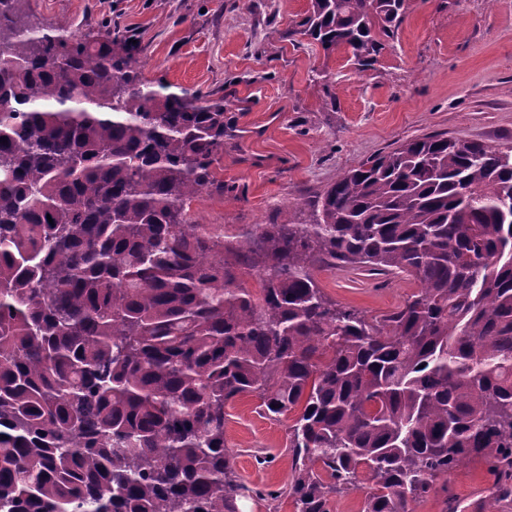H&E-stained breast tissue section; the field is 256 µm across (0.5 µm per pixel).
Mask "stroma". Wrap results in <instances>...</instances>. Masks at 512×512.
I'll use <instances>...</instances> for the list:
<instances>
[{
    "mask_svg": "<svg viewBox=\"0 0 512 512\" xmlns=\"http://www.w3.org/2000/svg\"><path fill=\"white\" fill-rule=\"evenodd\" d=\"M309 0H30L32 22L95 38L106 21L135 33L150 84L223 98L224 197L202 196L196 218L247 230L287 221L292 203L405 140L445 133L512 148V0H409L376 62L324 51L295 35ZM336 302L370 316L394 310L417 288L406 275L316 271ZM245 395L224 409V443L247 488L242 512H295L286 418ZM446 490L410 505L443 512L446 496L487 495L492 476L468 465Z\"/></svg>",
    "mask_w": 512,
    "mask_h": 512,
    "instance_id": "obj_1",
    "label": "stroma"
}]
</instances>
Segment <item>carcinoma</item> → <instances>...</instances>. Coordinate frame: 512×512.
<instances>
[{
	"label": "carcinoma",
	"mask_w": 512,
	"mask_h": 512,
	"mask_svg": "<svg viewBox=\"0 0 512 512\" xmlns=\"http://www.w3.org/2000/svg\"><path fill=\"white\" fill-rule=\"evenodd\" d=\"M405 10L309 0L288 35L364 66ZM133 38L0 0V512H240L224 407L250 394L293 415L296 512L362 470L363 512H409L473 462L488 496L445 512L512 505V150L409 139L229 234L191 215L224 195V98L144 82ZM360 268L417 291L369 317L314 275Z\"/></svg>",
	"instance_id": "1"
}]
</instances>
